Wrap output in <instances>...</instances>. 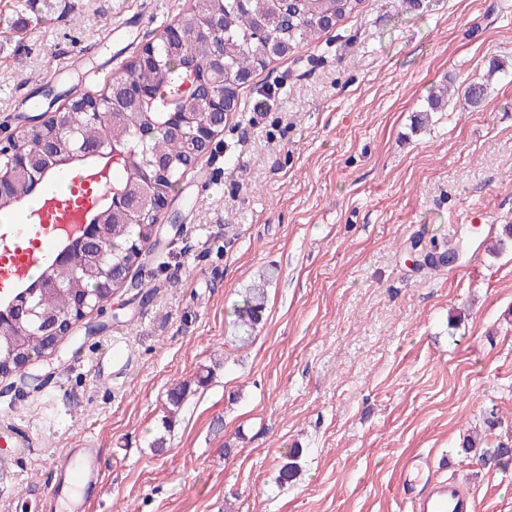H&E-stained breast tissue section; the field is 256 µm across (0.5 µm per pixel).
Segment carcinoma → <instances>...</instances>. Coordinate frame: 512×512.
I'll return each mask as SVG.
<instances>
[{
	"label": "carcinoma",
	"instance_id": "carcinoma-1",
	"mask_svg": "<svg viewBox=\"0 0 512 512\" xmlns=\"http://www.w3.org/2000/svg\"><path fill=\"white\" fill-rule=\"evenodd\" d=\"M366 0H192L189 9L181 16L188 40L183 43H166L158 48L157 63L143 68L132 59L124 71L112 77L111 83L133 80L150 87L152 98L143 106H129L114 100L108 107L99 108L100 117L89 119L83 110L66 111L68 125L61 138L68 141L73 133L88 142L122 141L127 145L129 156L121 164L112 167V184L126 187L133 195L149 199L158 193H170L178 185L187 166L194 160V145L187 137L175 138L163 130L176 103L195 102L194 111L203 118L205 110L197 105L199 94L208 76L205 68L210 55V45L193 40L196 28L213 20L224 21V93L230 97L239 94L237 76L257 71L262 65V44L254 34L257 17L267 20L266 38L278 42L287 53L318 39L328 28L321 23L326 18L338 26L364 7ZM52 137L46 126H35L28 133L12 142V153L27 154L42 140ZM162 157L168 160L169 170L162 176H154L148 163ZM32 193L30 176L21 171L15 182L14 196L0 198V210L16 206V198L27 199ZM93 214L106 223V234L95 246L94 253L79 264L69 267H52L47 262L40 278L26 285L37 289L36 301L41 311L50 319H66L72 310L71 289L79 288L91 299L106 300L96 296L97 285L114 272L128 270L139 264L141 245L154 236V217L143 212L140 222L125 224L107 214V202L99 200ZM417 252V269L438 268L449 265L458 257L460 245L436 244L429 248L414 243ZM51 276L61 288L43 292L39 290L41 279ZM265 283L246 290L236 308V322L243 331L241 342L250 339L251 332L262 320L265 309ZM46 340L34 326L20 336L0 333V376L7 377L15 369L19 359L44 352ZM298 448H290L283 455L279 468L280 484L296 478L299 471Z\"/></svg>",
	"mask_w": 512,
	"mask_h": 512
}]
</instances>
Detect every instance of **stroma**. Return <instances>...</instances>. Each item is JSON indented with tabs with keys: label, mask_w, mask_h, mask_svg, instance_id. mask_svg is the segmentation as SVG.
Segmentation results:
<instances>
[{
	"label": "stroma",
	"mask_w": 512,
	"mask_h": 512,
	"mask_svg": "<svg viewBox=\"0 0 512 512\" xmlns=\"http://www.w3.org/2000/svg\"><path fill=\"white\" fill-rule=\"evenodd\" d=\"M188 6L0 0V138L30 130L33 103L102 93ZM442 84L444 108L418 124ZM239 98L99 331L33 358L40 387L0 377V512H42L81 448L103 478L69 512H410L419 457L480 512H512V462L461 448L512 441V248L489 249L512 224V0H366ZM420 237L466 249L418 271ZM260 282L243 346L233 308ZM116 338L119 375L99 360ZM15 439L29 450L11 454ZM294 447L300 471L279 485Z\"/></svg>",
	"instance_id": "35a3bbf8"
}]
</instances>
